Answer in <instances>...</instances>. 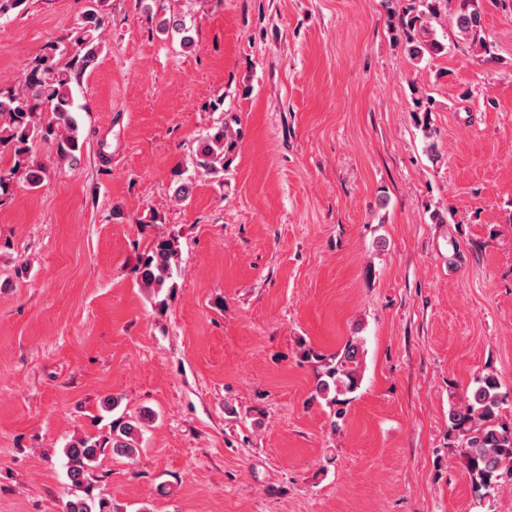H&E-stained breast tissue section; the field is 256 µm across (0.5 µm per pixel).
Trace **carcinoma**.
<instances>
[{
    "instance_id": "carcinoma-1",
    "label": "carcinoma",
    "mask_w": 512,
    "mask_h": 512,
    "mask_svg": "<svg viewBox=\"0 0 512 512\" xmlns=\"http://www.w3.org/2000/svg\"><path fill=\"white\" fill-rule=\"evenodd\" d=\"M94 2L66 37L49 43L34 58L20 86H0V154L7 152L13 159L11 168L0 169V198L11 194L17 176L33 190L43 185L46 169L32 157L34 142L54 141L57 158L63 163L74 164L80 158L83 143L74 115L73 87L78 76L97 62L104 48L102 33L108 24L105 0ZM422 6L420 14L400 19L406 31L417 28L422 34L408 49L410 57L419 62L427 55L446 51L431 27V20L440 14L441 0H423ZM457 27L466 38L484 45L481 15L470 7L469 0H463ZM158 28L179 36L184 48L194 45L190 27L178 15L163 18ZM45 113L51 115V120H43ZM234 148L235 143L225 139L224 126L212 127L200 138L192 164L202 173L218 176L224 173L226 156ZM179 251L177 237L158 239L140 257L142 287L149 291L164 287L173 278ZM360 354V342L355 338L329 356L312 348L303 350V358L317 368L315 396L329 404H345L347 394L354 392L361 381ZM500 389L498 377L486 372L476 377L474 386L448 410V442L459 449L471 484L479 491L497 486L504 475L512 479V422L501 416ZM136 429V419L121 415L112 420L108 438L100 441L86 437L70 443L65 451L67 476L73 485L85 487V496L70 502L68 512H112L110 502L92 494L89 470L107 444L116 456H135L137 449L129 438Z\"/></svg>"
}]
</instances>
